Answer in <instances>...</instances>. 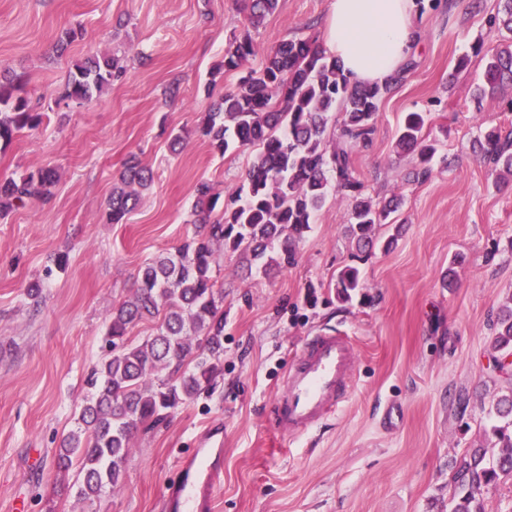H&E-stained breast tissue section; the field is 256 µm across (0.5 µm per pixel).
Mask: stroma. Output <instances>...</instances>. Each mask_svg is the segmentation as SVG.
<instances>
[{
	"label": "stroma",
	"mask_w": 512,
	"mask_h": 512,
	"mask_svg": "<svg viewBox=\"0 0 512 512\" xmlns=\"http://www.w3.org/2000/svg\"><path fill=\"white\" fill-rule=\"evenodd\" d=\"M499 0H437L416 14V68L376 121L371 146L353 156L374 202L399 195L392 239L361 253L346 230L349 201L336 189L296 248L294 265L247 274L222 253L224 370L213 394L173 411L132 439L121 488L78 498L76 473L58 476L54 454L75 429L114 304L136 287L140 266L192 236L198 182L221 197L241 183L252 150L215 152L199 132L210 104L204 84L244 16L235 0H0V67L22 75L40 127L0 152V177L41 165L58 171L50 198L0 220V512H171L166 493L180 463L224 436V478L212 512H449L451 467L468 449H498L490 414L507 391L489 368L493 321L512 303V185L496 183L476 143L480 129L512 126L499 100H475L483 63L458 58L475 39L493 48L486 20ZM328 0H279L252 37L261 68L282 40L322 39ZM79 29L64 56L54 45ZM120 51L126 75L82 108L55 109L73 65ZM429 115L432 173L414 180L394 151L405 113ZM180 146H172L174 135ZM154 172L126 223L104 219L112 185L130 156ZM67 254L65 269L55 267ZM359 268L353 301L336 275ZM52 276H45V269ZM40 281L32 304L28 285ZM352 336L354 391L308 436L274 434L266 409L303 340L323 330Z\"/></svg>",
	"instance_id": "35a3bbf8"
}]
</instances>
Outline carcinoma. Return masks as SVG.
I'll return each mask as SVG.
<instances>
[{
	"mask_svg": "<svg viewBox=\"0 0 512 512\" xmlns=\"http://www.w3.org/2000/svg\"><path fill=\"white\" fill-rule=\"evenodd\" d=\"M278 2L236 0L248 28L230 37L212 77L224 72L240 77L210 103L200 126L202 136L221 154L255 149L246 177L219 216L213 215L219 195L210 183H198L189 220L195 225L193 236L142 266L132 296L112 306L105 354L85 379L89 395L78 427L55 458L62 474L78 460L77 495L84 500L122 485L137 431L156 429L175 409L215 389L224 361V284L213 276L220 249L241 252L250 271L266 273L294 264L296 245L310 230L332 179L350 199L348 229L362 249L378 243L379 227L397 222L401 199L374 203L366 198L355 177L353 152L372 142L381 103L404 81L414 61L408 60L382 85L358 84L315 40L296 38L267 52L261 69H250L247 64L257 53L250 29L262 26ZM500 4L488 18L489 28L512 34V0ZM472 53L487 57L475 98L512 88L511 40L490 50L477 42ZM124 74L118 53L90 56L75 65L62 100L90 103ZM426 120L424 112L406 113L395 137L397 152L416 155L417 179L430 175L436 153L424 132ZM41 123L42 113L30 109L22 80L1 68L0 149ZM478 146L499 179H512V131L491 127ZM56 180L57 170L50 165L1 178L0 219L34 200H47ZM152 181L151 169L131 157L108 198V223H125ZM359 284L358 268L341 269L338 299L350 301ZM152 319L157 320L152 334L141 340L129 336L135 325ZM494 326L492 358L512 355V305L498 313ZM494 414L501 424L492 425L490 434L500 454L490 463L485 449L474 448L455 464L450 512H484L477 495L502 476H512V387L499 397Z\"/></svg>",
	"mask_w": 512,
	"mask_h": 512,
	"instance_id": "carcinoma-1",
	"label": "carcinoma"
}]
</instances>
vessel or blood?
Here are the masks:
<instances>
[{"label":"vessel or blood","instance_id":"vessel-or-blood-1","mask_svg":"<svg viewBox=\"0 0 512 512\" xmlns=\"http://www.w3.org/2000/svg\"><path fill=\"white\" fill-rule=\"evenodd\" d=\"M358 363L356 345L346 333L329 330L307 337L302 354L268 409L278 435L298 438L334 417L348 402ZM186 479L168 495L177 512H209L222 470L194 456L181 464Z\"/></svg>","mask_w":512,"mask_h":512}]
</instances>
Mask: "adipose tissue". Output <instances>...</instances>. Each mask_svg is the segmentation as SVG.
Returning <instances> with one entry per match:
<instances>
[{
	"label": "adipose tissue",
	"instance_id": "1",
	"mask_svg": "<svg viewBox=\"0 0 512 512\" xmlns=\"http://www.w3.org/2000/svg\"><path fill=\"white\" fill-rule=\"evenodd\" d=\"M415 13V0H329L324 48L351 80L384 83L419 40Z\"/></svg>",
	"mask_w": 512,
	"mask_h": 512
}]
</instances>
